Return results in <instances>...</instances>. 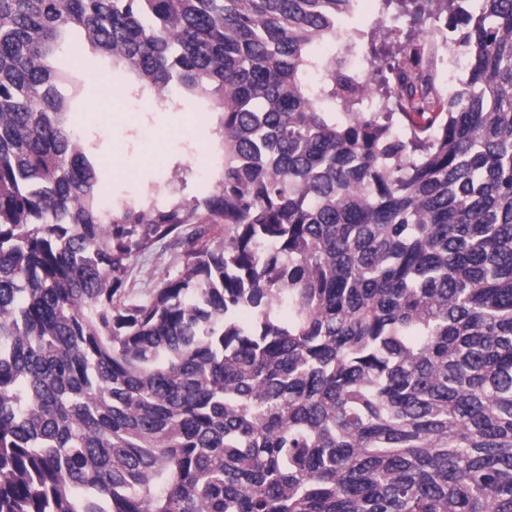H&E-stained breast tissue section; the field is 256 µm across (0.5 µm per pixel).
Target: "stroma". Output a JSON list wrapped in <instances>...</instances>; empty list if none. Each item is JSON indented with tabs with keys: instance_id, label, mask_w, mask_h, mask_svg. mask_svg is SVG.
<instances>
[{
	"instance_id": "35a3bbf8",
	"label": "stroma",
	"mask_w": 512,
	"mask_h": 512,
	"mask_svg": "<svg viewBox=\"0 0 512 512\" xmlns=\"http://www.w3.org/2000/svg\"><path fill=\"white\" fill-rule=\"evenodd\" d=\"M137 84L121 96H100L94 73H87L81 123L87 142L106 173L100 192H111L119 212L140 201L175 195L203 199L216 188L221 169L218 115L173 94L165 106L138 104ZM182 252L162 241L133 256L125 275V297L150 299L164 278H177Z\"/></svg>"
}]
</instances>
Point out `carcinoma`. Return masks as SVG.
I'll return each mask as SVG.
<instances>
[{
  "label": "carcinoma",
  "instance_id": "cac0c4a2",
  "mask_svg": "<svg viewBox=\"0 0 512 512\" xmlns=\"http://www.w3.org/2000/svg\"><path fill=\"white\" fill-rule=\"evenodd\" d=\"M381 2L0 0V512H512V0ZM100 69L221 113L212 195L102 222ZM358 27L365 33V37L376 27L381 17V4L379 0H363L358 3ZM182 270L181 249L162 241L133 256L125 275V298L143 302L152 297L163 278H177Z\"/></svg>",
  "mask_w": 512,
  "mask_h": 512
}]
</instances>
